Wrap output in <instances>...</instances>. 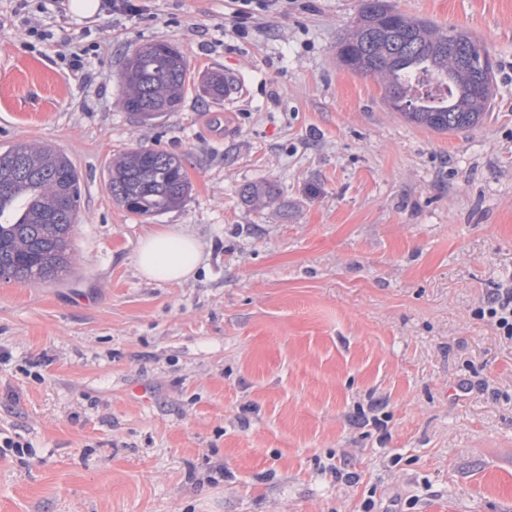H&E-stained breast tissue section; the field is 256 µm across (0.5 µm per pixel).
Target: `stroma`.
Listing matches in <instances>:
<instances>
[{
	"mask_svg": "<svg viewBox=\"0 0 512 512\" xmlns=\"http://www.w3.org/2000/svg\"><path fill=\"white\" fill-rule=\"evenodd\" d=\"M135 2L0 0V150L46 142L82 176L74 270L0 279V436L27 445L0 447V512H512V342L474 314L512 275V0H391L496 62L484 120L450 134L339 64L361 0L244 36L237 0ZM153 42L223 71L229 102L124 112ZM140 144L184 156L181 207L113 200ZM168 224L205 247L180 284L134 264Z\"/></svg>",
	"mask_w": 512,
	"mask_h": 512,
	"instance_id": "obj_1",
	"label": "stroma"
}]
</instances>
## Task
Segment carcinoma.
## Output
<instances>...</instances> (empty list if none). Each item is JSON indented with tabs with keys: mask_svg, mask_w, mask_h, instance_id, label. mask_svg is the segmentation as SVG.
<instances>
[{
	"mask_svg": "<svg viewBox=\"0 0 512 512\" xmlns=\"http://www.w3.org/2000/svg\"><path fill=\"white\" fill-rule=\"evenodd\" d=\"M394 12L389 0H362L358 20L338 45L343 65L371 75L387 101L408 121L442 133L469 130L494 98L493 64L471 36ZM423 74L446 89L441 97L413 93L411 78ZM120 104L147 123L175 112L190 90L189 65L165 43H150L129 56L121 72ZM224 74H211L202 93L224 98ZM108 189L125 209L156 216L181 206L190 181L181 155L131 148L108 171ZM81 175L46 144H17L0 151V278L57 279L76 257L72 236L80 210ZM248 202L264 207L276 196L272 184L247 190Z\"/></svg>",
	"mask_w": 512,
	"mask_h": 512,
	"instance_id": "carcinoma-1",
	"label": "carcinoma"
}]
</instances>
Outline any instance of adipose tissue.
<instances>
[{
	"label": "adipose tissue",
	"mask_w": 512,
	"mask_h": 512,
	"mask_svg": "<svg viewBox=\"0 0 512 512\" xmlns=\"http://www.w3.org/2000/svg\"><path fill=\"white\" fill-rule=\"evenodd\" d=\"M203 253L204 247L194 235L169 227L142 238L134 262L146 279L181 283L196 276Z\"/></svg>",
	"instance_id": "adipose-tissue-1"
}]
</instances>
